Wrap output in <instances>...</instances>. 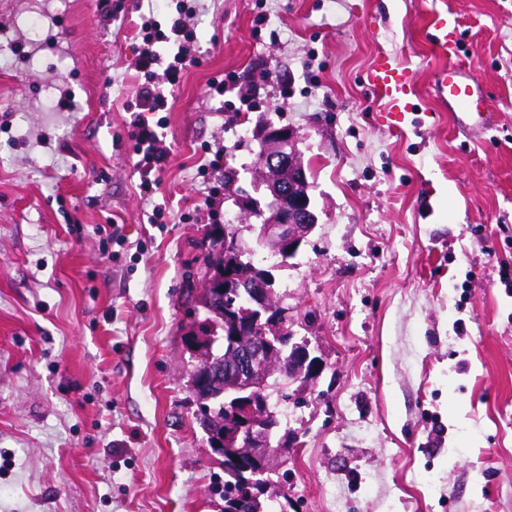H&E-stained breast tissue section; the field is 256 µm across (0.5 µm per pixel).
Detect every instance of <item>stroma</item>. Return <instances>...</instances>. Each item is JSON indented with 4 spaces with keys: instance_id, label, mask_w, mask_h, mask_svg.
Listing matches in <instances>:
<instances>
[{
    "instance_id": "obj_1",
    "label": "stroma",
    "mask_w": 512,
    "mask_h": 512,
    "mask_svg": "<svg viewBox=\"0 0 512 512\" xmlns=\"http://www.w3.org/2000/svg\"><path fill=\"white\" fill-rule=\"evenodd\" d=\"M150 3L0 0V512H224L186 336L206 232L234 214L255 240L224 172L252 190L263 120L296 131L311 184L317 227L273 275L322 361L265 502L512 512V0H199L146 194L130 121ZM437 9L490 132L433 90ZM381 54L412 71L421 129L378 123ZM230 74L250 105L210 96Z\"/></svg>"
}]
</instances>
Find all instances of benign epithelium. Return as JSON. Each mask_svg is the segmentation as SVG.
Returning a JSON list of instances; mask_svg holds the SVG:
<instances>
[{
    "mask_svg": "<svg viewBox=\"0 0 512 512\" xmlns=\"http://www.w3.org/2000/svg\"><path fill=\"white\" fill-rule=\"evenodd\" d=\"M295 131L288 127L267 129L261 139L258 154L259 171L257 186L264 187L272 199L268 205L269 216L262 225V237L274 242L282 252L281 264L294 257L301 245L307 242L318 224V216L306 196H296L292 187L306 180V170L295 146ZM236 204L244 215L260 211L259 202L244 191L234 194ZM274 277L269 276L259 286L248 288L253 301L266 313L286 317L288 309L282 301L274 299ZM254 338L251 344L237 352L235 358L224 365V382L231 384L241 394L249 395L246 414L238 416L235 431L225 435L228 440L241 436L251 448L270 447V428L256 417L267 408L262 396L263 387L257 385V371L264 366L272 352V341L253 323ZM293 359L309 366V375L321 369V361L311 355L306 345L295 346Z\"/></svg>",
    "mask_w": 512,
    "mask_h": 512,
    "instance_id": "benign-epithelium-1",
    "label": "benign epithelium"
}]
</instances>
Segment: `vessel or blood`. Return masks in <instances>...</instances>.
<instances>
[{
  "mask_svg": "<svg viewBox=\"0 0 512 512\" xmlns=\"http://www.w3.org/2000/svg\"><path fill=\"white\" fill-rule=\"evenodd\" d=\"M431 36L440 54L452 59L448 68L435 76L437 95L462 125L489 128L491 115L481 109L486 97L482 86L468 67L455 61L459 41L457 23L451 14L443 10L436 12ZM368 82L378 101V121L396 130L418 123L412 75L407 68L392 62L388 55H381L368 72Z\"/></svg>",
  "mask_w": 512,
  "mask_h": 512,
  "instance_id": "obj_1",
  "label": "vessel or blood"
}]
</instances>
